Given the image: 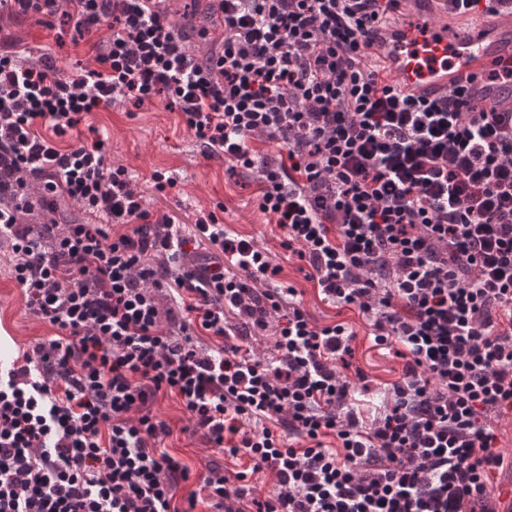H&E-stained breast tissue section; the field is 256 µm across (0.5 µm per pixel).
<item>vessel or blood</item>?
I'll return each instance as SVG.
<instances>
[{"mask_svg":"<svg viewBox=\"0 0 512 512\" xmlns=\"http://www.w3.org/2000/svg\"><path fill=\"white\" fill-rule=\"evenodd\" d=\"M411 9L386 32L378 53L385 81L417 95H446L460 86L485 109L512 107V85L492 83L490 69L512 67V13L487 28L449 29L417 13L429 0H406Z\"/></svg>","mask_w":512,"mask_h":512,"instance_id":"vessel-or-blood-1","label":"vessel or blood"}]
</instances>
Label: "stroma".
I'll return each mask as SVG.
<instances>
[{"label": "stroma", "instance_id": "1", "mask_svg": "<svg viewBox=\"0 0 512 512\" xmlns=\"http://www.w3.org/2000/svg\"><path fill=\"white\" fill-rule=\"evenodd\" d=\"M0 42L13 46L25 63L39 62L50 54L57 66L74 73L90 66L91 57L72 22L57 16L51 25L40 23L37 14L0 18ZM86 124L98 128L105 142L109 164L124 166L135 177L144 206L151 213L165 214L181 224L184 234H192L199 212H219L232 235L253 241L267 252L281 269V284L296 288V299L317 325L341 323L356 335L352 364L366 376V386L356 389L365 420H373L385 405L384 388L396 381L403 361L393 349L375 345L371 328L358 309L335 307L324 301L314 281L309 280L301 263L283 248L284 232L274 218L257 207L258 175L250 172L232 174L220 158L203 155L201 147L181 123L165 98L154 99L137 108L132 104H115L111 108L90 113ZM165 172L174 179L173 188L158 193L152 186L154 171ZM27 224H91L105 223L104 215L91 216L66 198H59L55 211L40 208L23 213ZM12 255L0 248V340L10 347V356L21 355L29 345L52 336L51 327L26 306L19 288L12 279ZM153 412L172 427L167 445L172 455L198 471L210 461L223 462L233 469L232 460L203 447L197 439L184 434L186 418L176 397L160 399Z\"/></svg>", "mask_w": 512, "mask_h": 512}]
</instances>
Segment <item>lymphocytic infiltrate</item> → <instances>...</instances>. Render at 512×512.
<instances>
[{
    "mask_svg": "<svg viewBox=\"0 0 512 512\" xmlns=\"http://www.w3.org/2000/svg\"><path fill=\"white\" fill-rule=\"evenodd\" d=\"M7 2L66 8L93 65L67 75L0 51V241L55 331L0 369V512H193L202 493L218 512H497L486 479L504 463L491 419L512 410V111L462 87L429 98L385 84L369 47L401 0H217L221 45L203 61L165 0ZM161 96L205 154L258 171L260 210L325 300L398 344L380 418L349 402L355 333L268 287V253L203 212L194 237L211 250L188 262L191 239L144 207L101 138L56 144L88 112ZM255 139L278 156L257 158ZM34 181L45 206L64 196L106 223H21ZM112 223L130 230L111 236ZM279 312L273 356L242 355L233 337ZM166 395L186 432L248 458L237 488L222 465L193 473L167 451L171 427L151 412ZM263 469L274 485L258 499L245 480Z\"/></svg>",
    "mask_w": 512,
    "mask_h": 512,
    "instance_id": "lymphocytic-infiltrate-1",
    "label": "lymphocytic infiltrate"
}]
</instances>
